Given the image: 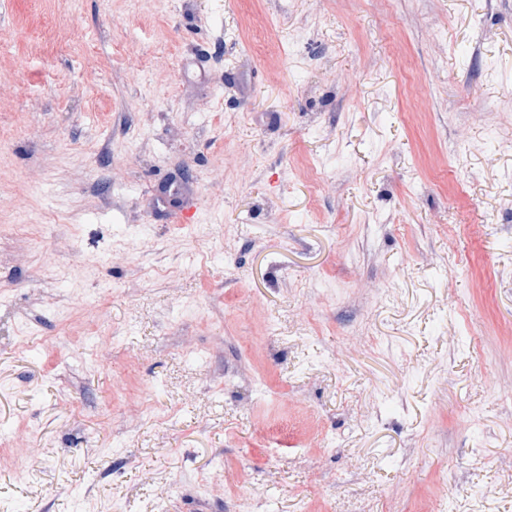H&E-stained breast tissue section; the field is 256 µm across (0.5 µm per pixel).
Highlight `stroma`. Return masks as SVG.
<instances>
[{
	"instance_id": "stroma-1",
	"label": "stroma",
	"mask_w": 512,
	"mask_h": 512,
	"mask_svg": "<svg viewBox=\"0 0 512 512\" xmlns=\"http://www.w3.org/2000/svg\"><path fill=\"white\" fill-rule=\"evenodd\" d=\"M510 390L512 0H0V512H512Z\"/></svg>"
}]
</instances>
